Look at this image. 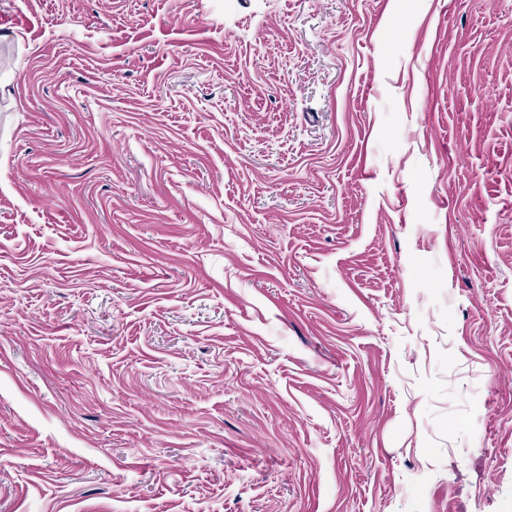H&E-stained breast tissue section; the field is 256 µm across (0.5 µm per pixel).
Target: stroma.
I'll return each instance as SVG.
<instances>
[{
	"mask_svg": "<svg viewBox=\"0 0 512 512\" xmlns=\"http://www.w3.org/2000/svg\"><path fill=\"white\" fill-rule=\"evenodd\" d=\"M0 512H512V0H0Z\"/></svg>",
	"mask_w": 512,
	"mask_h": 512,
	"instance_id": "1",
	"label": "stroma"
}]
</instances>
